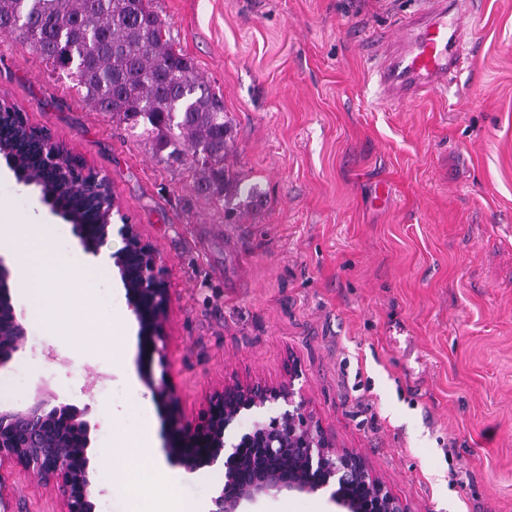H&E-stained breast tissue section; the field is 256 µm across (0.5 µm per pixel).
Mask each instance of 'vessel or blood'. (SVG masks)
<instances>
[{
    "instance_id": "vessel-or-blood-1",
    "label": "vessel or blood",
    "mask_w": 512,
    "mask_h": 512,
    "mask_svg": "<svg viewBox=\"0 0 512 512\" xmlns=\"http://www.w3.org/2000/svg\"><path fill=\"white\" fill-rule=\"evenodd\" d=\"M421 22L377 68L385 93L402 102L419 92L447 85L470 44L472 32L462 15L474 10L475 0H425Z\"/></svg>"
}]
</instances>
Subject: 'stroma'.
<instances>
[{
	"instance_id": "stroma-1",
	"label": "stroma",
	"mask_w": 512,
	"mask_h": 512,
	"mask_svg": "<svg viewBox=\"0 0 512 512\" xmlns=\"http://www.w3.org/2000/svg\"><path fill=\"white\" fill-rule=\"evenodd\" d=\"M176 49L221 95L236 200L194 193L187 161L104 117L22 32L0 34V99L105 176L165 262L164 362L182 424L225 383L293 379L338 447L359 452L410 512H512V0L463 15L476 49L447 88L395 104L375 67L419 0H153ZM256 189L258 205H246ZM55 225L73 265L91 261L70 224L0 162V204ZM87 319L112 349L43 331L13 297L27 342L0 373L23 410L91 404L92 449L135 444L177 483L159 497L210 512L222 470L168 459V409L145 386L138 325L111 270ZM111 374L107 393L91 383ZM12 512H63L53 485L9 470ZM328 494L283 491L241 512H336Z\"/></svg>"
}]
</instances>
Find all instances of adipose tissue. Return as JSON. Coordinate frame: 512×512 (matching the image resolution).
<instances>
[{"mask_svg": "<svg viewBox=\"0 0 512 512\" xmlns=\"http://www.w3.org/2000/svg\"><path fill=\"white\" fill-rule=\"evenodd\" d=\"M55 230L43 223H20L8 208L0 209V250L15 259L14 281L21 288L22 297L34 300L40 309V318L46 328L67 325L70 335L92 338L102 346L111 341L98 327L87 324L70 308L72 294L68 288L75 271L66 255L51 251ZM153 432L150 422H142L138 430L136 455L147 467L140 495H148L152 487L170 485L175 477L162 464L153 459Z\"/></svg>", "mask_w": 512, "mask_h": 512, "instance_id": "adipose-tissue-1", "label": "adipose tissue"}]
</instances>
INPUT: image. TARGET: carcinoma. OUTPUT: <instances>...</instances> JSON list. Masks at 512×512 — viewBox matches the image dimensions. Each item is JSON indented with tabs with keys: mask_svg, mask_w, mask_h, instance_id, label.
<instances>
[{
	"mask_svg": "<svg viewBox=\"0 0 512 512\" xmlns=\"http://www.w3.org/2000/svg\"><path fill=\"white\" fill-rule=\"evenodd\" d=\"M151 0H0V33L19 28L53 70L76 76L94 107L155 134L175 160L188 158L193 188L224 198L229 121L193 63L175 50ZM71 206L82 185L60 181Z\"/></svg>",
	"mask_w": 512,
	"mask_h": 512,
	"instance_id": "cac0c4a2",
	"label": "carcinoma"
}]
</instances>
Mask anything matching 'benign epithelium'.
Wrapping results in <instances>:
<instances>
[{"mask_svg":"<svg viewBox=\"0 0 512 512\" xmlns=\"http://www.w3.org/2000/svg\"><path fill=\"white\" fill-rule=\"evenodd\" d=\"M10 118L50 150L56 167L46 171L45 178L40 180L25 168L20 153L5 144L0 145V159L17 182L40 188L41 202L73 225L86 252L98 255L113 236L121 238L123 246L109 253L112 270L125 290L143 344L162 352L159 342L164 340L171 294L160 254L144 238L138 225L130 223L122 213L107 179L69 154L44 131L31 126L24 113L12 112ZM73 166L82 169V175L91 176L109 193L110 206L99 211L96 224L85 223L80 212L63 206L53 193L52 184L58 172ZM115 216L120 223L113 222ZM10 279V269L0 260V367L23 347L27 335L23 318L12 304ZM145 384L169 408L172 437L166 446L168 457L189 473L206 466L224 470V484L212 499L210 512H238L243 500L284 490L328 491L331 500L344 512H408L357 452L336 447L335 440L303 413V402L294 400L291 379L276 386L228 383L191 426L180 422L166 372L158 378L147 374ZM279 400L290 410L259 418L238 439H229V429L241 414ZM90 412L88 404L79 408L60 403L50 408L44 399H37L20 411L0 409V512H9L15 494L6 485L1 470L14 463L35 470L44 482L55 483L65 512H95V498L100 490L94 482L88 454Z\"/></svg>","mask_w":512,"mask_h":512,"instance_id":"1","label":"benign epithelium"}]
</instances>
